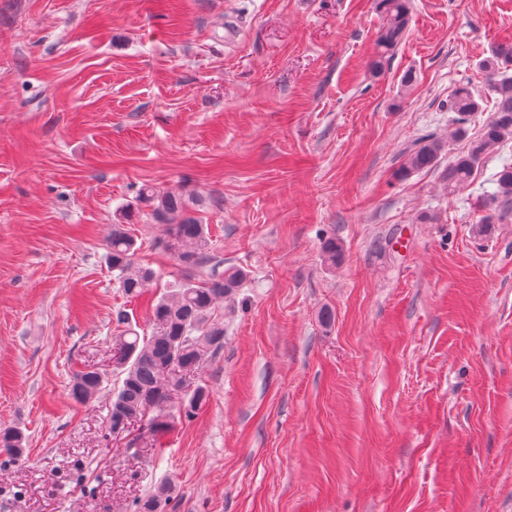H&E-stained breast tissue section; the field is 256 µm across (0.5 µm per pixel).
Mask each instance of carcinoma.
Here are the masks:
<instances>
[{"label": "carcinoma", "mask_w": 512, "mask_h": 512, "mask_svg": "<svg viewBox=\"0 0 512 512\" xmlns=\"http://www.w3.org/2000/svg\"><path fill=\"white\" fill-rule=\"evenodd\" d=\"M384 16L377 43L378 59L374 72H381L383 59L401 41L409 20V0H378ZM486 72L487 90L496 95L494 117L481 133L470 141L466 152L455 156L440 174L442 187L453 194L472 178L483 156L492 148L512 140V42L494 46L481 60ZM482 96L469 85H460L448 97V111L454 113L453 136L467 137L469 118L482 111ZM445 142L426 135L412 145L400 174L435 169ZM498 191L492 200L507 205L512 202V167L497 175ZM138 199L151 208L153 218L169 225L165 250L183 269L182 280L161 296L150 300L152 332L141 337L131 328L125 310L114 314L116 325L124 327L115 354L116 380L112 390L108 428L112 436L128 432L137 421L147 420L153 433L165 434L177 416L193 417L205 404L206 387L191 383L203 365L224 348V319L217 318L218 304L232 299L248 277L247 270L229 267L224 272L200 278L197 270L212 260L213 244L205 225L189 214L197 200L188 195L158 193L149 187L139 191ZM112 271L123 292L139 298L153 281L149 267L134 260L136 241L121 225H114L109 240ZM109 377L104 372L80 371L76 374L72 397L87 403L97 397ZM23 435L18 430L0 432V453L13 458L23 452ZM169 500L167 488L160 487L134 503V512H165Z\"/></svg>", "instance_id": "1"}]
</instances>
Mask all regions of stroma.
<instances>
[{"mask_svg":"<svg viewBox=\"0 0 512 512\" xmlns=\"http://www.w3.org/2000/svg\"><path fill=\"white\" fill-rule=\"evenodd\" d=\"M376 0H0V512H512V210L471 231L512 141L470 183L397 172L483 90L512 0H411L381 73ZM412 85H404L405 74ZM193 195L250 273L190 419L109 437L113 312L149 335L108 248L181 276L137 194ZM336 241L339 265L322 247ZM331 322H322V310ZM482 96L469 85H459L448 97V110L455 116L452 124L455 125L453 136L467 137L468 129L465 127L469 118L482 111ZM109 382L107 373L97 371H80L76 374L72 388V397L81 403H88L97 397ZM166 487H160L144 499H139L134 503L133 512H164L169 495Z\"/></svg>","mask_w":512,"mask_h":512,"instance_id":"stroma-1","label":"stroma"}]
</instances>
